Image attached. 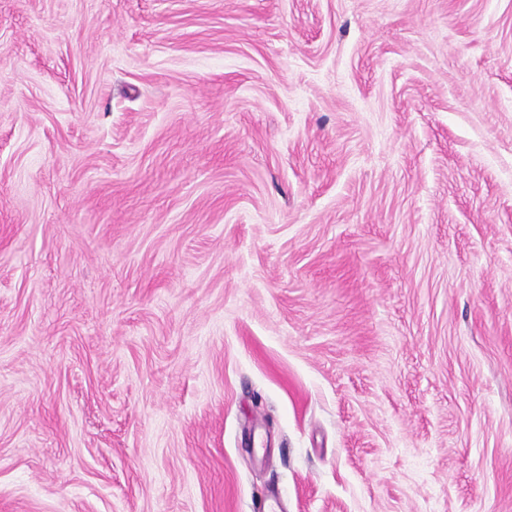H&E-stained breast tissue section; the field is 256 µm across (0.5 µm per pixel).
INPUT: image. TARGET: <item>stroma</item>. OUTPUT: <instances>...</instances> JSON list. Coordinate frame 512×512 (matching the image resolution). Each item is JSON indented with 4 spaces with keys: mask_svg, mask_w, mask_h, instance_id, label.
Instances as JSON below:
<instances>
[{
    "mask_svg": "<svg viewBox=\"0 0 512 512\" xmlns=\"http://www.w3.org/2000/svg\"><path fill=\"white\" fill-rule=\"evenodd\" d=\"M512 512V0H0V512Z\"/></svg>",
    "mask_w": 512,
    "mask_h": 512,
    "instance_id": "obj_1",
    "label": "stroma"
}]
</instances>
